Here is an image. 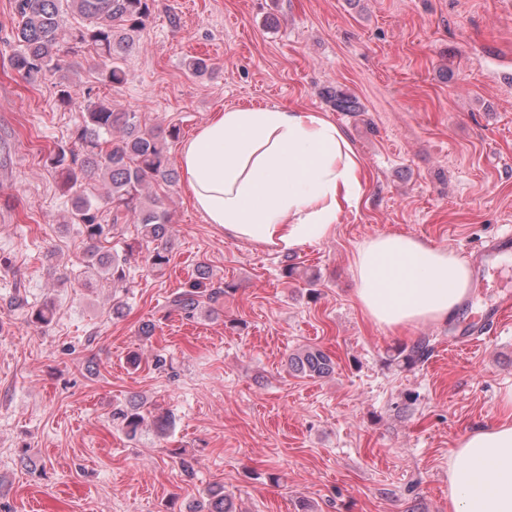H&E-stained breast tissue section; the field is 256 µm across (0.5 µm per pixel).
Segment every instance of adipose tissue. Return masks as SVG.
Wrapping results in <instances>:
<instances>
[{
	"label": "adipose tissue",
	"mask_w": 512,
	"mask_h": 512,
	"mask_svg": "<svg viewBox=\"0 0 512 512\" xmlns=\"http://www.w3.org/2000/svg\"><path fill=\"white\" fill-rule=\"evenodd\" d=\"M178 165L194 208L225 237L274 253L332 238L365 194L363 163L325 113L280 105L216 112L183 142ZM355 300L373 325L399 334L448 320L470 270L455 251L402 234L357 246ZM503 419L448 453L449 512H512V392Z\"/></svg>",
	"instance_id": "1"
}]
</instances>
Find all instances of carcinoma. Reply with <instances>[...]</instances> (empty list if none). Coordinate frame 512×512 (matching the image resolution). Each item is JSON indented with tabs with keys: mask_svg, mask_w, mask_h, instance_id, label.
Listing matches in <instances>:
<instances>
[{
	"mask_svg": "<svg viewBox=\"0 0 512 512\" xmlns=\"http://www.w3.org/2000/svg\"><path fill=\"white\" fill-rule=\"evenodd\" d=\"M82 20L69 29L63 24L62 3ZM151 0H15L17 22L11 68L29 82L66 71L70 56L91 50L101 62L102 80L122 84L127 73L121 60L136 45V36L151 15ZM179 128L149 129L136 112L116 109L101 101L85 100L81 121L74 131L80 150H51L45 163L60 172L63 194L70 202L67 223L78 226L86 244L87 267L108 276L112 284L126 280L128 255L146 250V264L159 270L169 263L170 215L159 199L145 193L146 186L174 185L178 174L171 163L168 141L178 138ZM107 188L104 196L92 192L95 184ZM138 226L139 240L124 248L105 250L102 242L124 235L125 226ZM226 288L214 284L205 264L195 277L173 293L169 307L186 320L202 310L215 314L224 302ZM31 323L47 327L56 317L53 304L44 303L28 312ZM434 351L431 340L419 338L397 356L409 364L427 361ZM291 370L302 377L320 378L335 370L323 350L307 347L289 358ZM148 411L131 401L113 410L112 421L129 437H136ZM191 512H233L224 488L214 486L206 500Z\"/></svg>",
	"mask_w": 512,
	"mask_h": 512,
	"instance_id": "obj_1",
	"label": "carcinoma"
}]
</instances>
